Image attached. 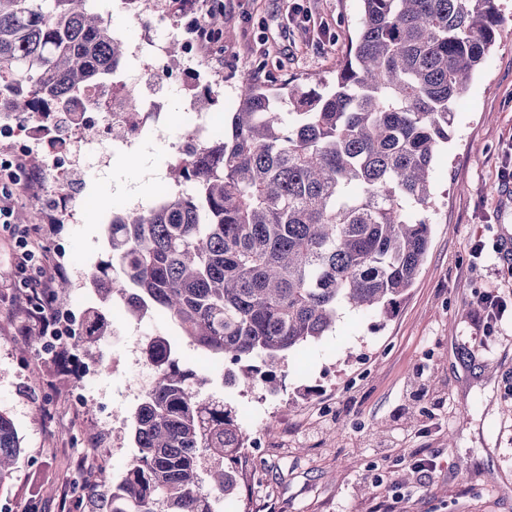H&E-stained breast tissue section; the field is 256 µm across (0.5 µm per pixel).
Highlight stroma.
<instances>
[{
	"instance_id": "obj_1",
	"label": "stroma",
	"mask_w": 512,
	"mask_h": 512,
	"mask_svg": "<svg viewBox=\"0 0 512 512\" xmlns=\"http://www.w3.org/2000/svg\"><path fill=\"white\" fill-rule=\"evenodd\" d=\"M308 7L302 22L294 5ZM507 22L484 65L455 102L448 149L440 154L430 212L432 240L412 288L390 315L343 311L335 328L289 355L277 393L227 387L223 368L182 340L181 366L208 378L203 391L234 407L242 427L266 433L246 453L240 488L222 512H376L401 488L402 512H512V319L474 336L470 313L480 293L512 287V185L501 183L512 145V0H499ZM230 31L222 56L206 60L224 73L218 101L204 109L220 128L235 109L238 72L268 65L275 79L332 78L361 15L360 0H223ZM196 91L171 102L166 119L137 140L135 153L98 145L105 163H90L67 189L75 221L53 219L40 195L18 189L12 223L0 224V410L9 414L24 452L0 490L6 512H76V486L118 476L134 453L131 417L142 395L138 347L175 335L165 317L140 320L119 304L100 308L87 273L108 255L106 226L116 204L146 207L137 182L152 177L153 195L171 190L184 107ZM101 198L88 211L91 198ZM36 214L38 244L64 271L57 308L74 327L102 309L107 332L96 344L104 362L84 380L70 359L43 354L18 329L25 307L16 286L18 233ZM484 257L472 262L474 240ZM84 388L74 407L71 392ZM330 405L331 414L321 412ZM107 424L106 433L93 431ZM436 464L417 480L414 461Z\"/></svg>"
}]
</instances>
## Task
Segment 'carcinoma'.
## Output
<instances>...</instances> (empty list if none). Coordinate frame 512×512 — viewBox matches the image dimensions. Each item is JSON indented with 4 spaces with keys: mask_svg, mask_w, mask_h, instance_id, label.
Segmentation results:
<instances>
[{
    "mask_svg": "<svg viewBox=\"0 0 512 512\" xmlns=\"http://www.w3.org/2000/svg\"><path fill=\"white\" fill-rule=\"evenodd\" d=\"M354 38L332 80L275 88L245 71L224 133L184 134L172 192L113 208L109 259L90 281L103 303L158 312L224 365V384L277 391L287 357L332 329L345 308L388 314L431 244L434 165L453 102L500 34L497 0H360ZM128 42L81 0H0V104L25 120L118 84ZM104 335L89 317L81 348ZM151 388L132 417L136 452L109 512H217L238 490L249 435L174 340L146 346ZM259 359L264 369L252 365ZM22 454L0 411V490Z\"/></svg>",
    "mask_w": 512,
    "mask_h": 512,
    "instance_id": "1",
    "label": "carcinoma"
}]
</instances>
